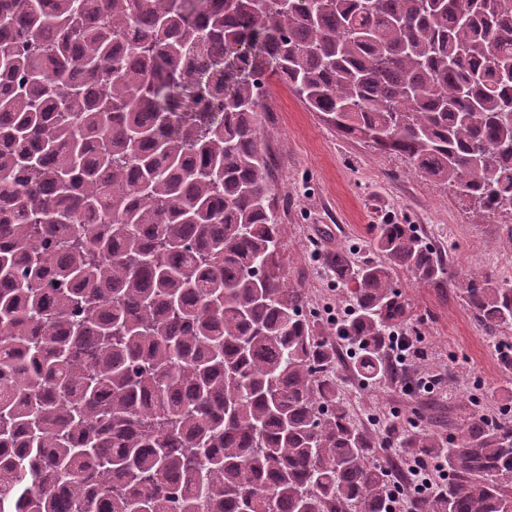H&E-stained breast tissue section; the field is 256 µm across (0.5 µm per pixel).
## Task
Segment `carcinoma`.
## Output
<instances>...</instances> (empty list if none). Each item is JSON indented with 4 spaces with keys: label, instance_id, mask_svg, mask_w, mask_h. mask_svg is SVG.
Here are the masks:
<instances>
[{
    "label": "carcinoma",
    "instance_id": "carcinoma-1",
    "mask_svg": "<svg viewBox=\"0 0 512 512\" xmlns=\"http://www.w3.org/2000/svg\"><path fill=\"white\" fill-rule=\"evenodd\" d=\"M276 77L343 135L512 215V0H0V512H389L382 441L288 285L261 145ZM321 254L357 374L445 283L408 224ZM489 331L512 283H454ZM430 512H512V415L455 437Z\"/></svg>",
    "mask_w": 512,
    "mask_h": 512
}]
</instances>
